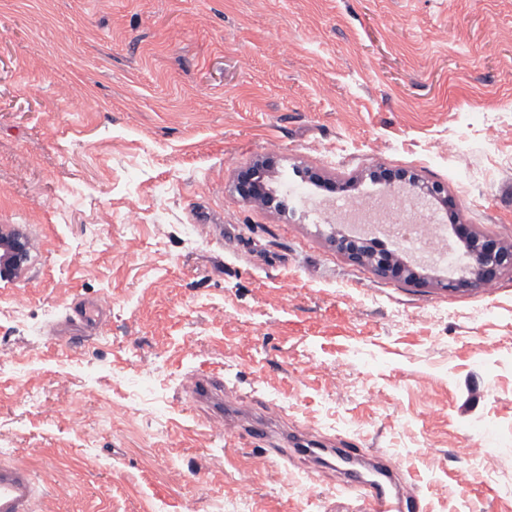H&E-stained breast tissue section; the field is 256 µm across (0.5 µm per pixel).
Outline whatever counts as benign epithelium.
<instances>
[{"label": "benign epithelium", "mask_w": 512, "mask_h": 512, "mask_svg": "<svg viewBox=\"0 0 512 512\" xmlns=\"http://www.w3.org/2000/svg\"><path fill=\"white\" fill-rule=\"evenodd\" d=\"M273 167L268 159L257 165L240 169L235 177L234 191L238 197L251 203L260 201L267 207L285 212L288 203L285 199L270 192L262 182L261 170ZM372 181L388 189L409 185L418 193L438 201L452 224L454 234L465 241V266L468 276L443 281L433 277L425 270H418L397 258L390 252H379L371 239L363 236L339 235L332 239L336 251L349 261L370 267L374 273L386 280L399 281L414 288L441 287L448 292L473 291L489 281H496L503 272L512 271V246H507L492 235L477 234L470 225L459 221L458 203L448 193V187L439 181H425L416 172L405 168H393L377 164L370 169ZM304 177L322 187L327 193L345 196L351 189V183L324 179L320 174L307 171ZM7 245V253L0 262V276L4 277L20 269L27 261L28 252L24 237L13 233L0 238Z\"/></svg>", "instance_id": "1"}]
</instances>
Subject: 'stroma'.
Masks as SVG:
<instances>
[{
	"instance_id": "1",
	"label": "stroma",
	"mask_w": 512,
	"mask_h": 512,
	"mask_svg": "<svg viewBox=\"0 0 512 512\" xmlns=\"http://www.w3.org/2000/svg\"><path fill=\"white\" fill-rule=\"evenodd\" d=\"M269 156L276 191L313 168L375 216L398 196L445 223L368 177L415 170L512 244V0H0V230L32 244L0 278V451L30 459L35 512H365L340 462L252 469L189 372L317 447L386 454L425 512H512V446L473 455L475 423L512 426V271L380 279L330 245L364 229L342 200H240ZM271 167H273V160L268 159L260 164L241 168L235 177L234 191L243 202L260 201L269 208L286 212L288 210L287 201L270 192L262 182L261 170ZM223 386L224 380L221 377L196 373L190 374L185 382H183V388L186 393L197 402L208 406L209 416L212 419L222 423L224 419V429L227 431L231 424L239 421L242 415L232 412L227 407L224 410Z\"/></svg>"
}]
</instances>
